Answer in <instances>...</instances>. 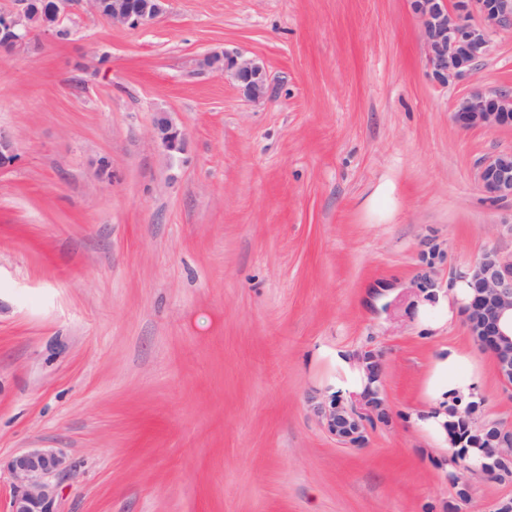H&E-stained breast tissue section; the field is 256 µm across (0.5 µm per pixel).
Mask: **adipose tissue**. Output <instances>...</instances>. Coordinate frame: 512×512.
Instances as JSON below:
<instances>
[{
  "label": "adipose tissue",
  "instance_id": "1",
  "mask_svg": "<svg viewBox=\"0 0 512 512\" xmlns=\"http://www.w3.org/2000/svg\"><path fill=\"white\" fill-rule=\"evenodd\" d=\"M483 388V375L477 368L467 363L466 354L451 347L439 357L431 380L430 395L433 400L430 409L413 413L414 426L427 432L440 446H447L444 429L446 412L455 399L478 400Z\"/></svg>",
  "mask_w": 512,
  "mask_h": 512
}]
</instances>
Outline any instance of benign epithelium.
<instances>
[{"mask_svg": "<svg viewBox=\"0 0 512 512\" xmlns=\"http://www.w3.org/2000/svg\"><path fill=\"white\" fill-rule=\"evenodd\" d=\"M19 11H0V53L25 45L35 34L57 36L67 17L70 0H21ZM93 10L114 26L145 25L166 10L168 0H89ZM420 23L421 38L433 80L440 86L473 73L490 49L491 32L512 27V0H410ZM201 66L224 72L245 98L263 102L273 95L269 74L262 61L241 53H212ZM453 120L461 128H512V91L486 93L473 89L455 103ZM154 138L163 152L174 157L184 153L186 134L169 113L157 112ZM16 154L11 140L0 133V169L12 166ZM482 190L495 200L512 199V151L500 153L480 170ZM446 255L430 239L419 254L414 282L424 293L439 287ZM467 279L473 298L462 306L464 324L473 342L492 359L496 377L512 391V256L488 249L464 269H454L448 285ZM352 358L366 384L348 398L333 396L314 406L329 434L344 444L363 448L371 427H390L393 412L382 392L386 361L383 350L365 347ZM469 418L489 434L491 463L478 476L512 485V426L486 417L484 402L469 406ZM5 469L12 478L8 512H57L58 478L70 473L65 454L57 448H29L10 457Z\"/></svg>", "mask_w": 512, "mask_h": 512, "instance_id": "1", "label": "benign epithelium"}]
</instances>
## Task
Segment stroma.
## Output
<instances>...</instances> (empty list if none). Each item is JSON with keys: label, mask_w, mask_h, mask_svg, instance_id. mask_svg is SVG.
<instances>
[{"label": "stroma", "mask_w": 512, "mask_h": 512, "mask_svg": "<svg viewBox=\"0 0 512 512\" xmlns=\"http://www.w3.org/2000/svg\"><path fill=\"white\" fill-rule=\"evenodd\" d=\"M66 25L0 56V459L61 449L59 512H440L445 453L410 421L432 364L464 348L511 426L512 391L412 288L427 238L449 270L512 255L479 183L512 130L452 120L512 91V29L442 87L408 0H169L135 27L75 0ZM224 51L265 61L270 100L199 66ZM364 346L395 423L348 448L309 400ZM153 133L166 155L174 157L184 153L187 143L186 134L168 112H155Z\"/></svg>", "instance_id": "35a3bbf8"}]
</instances>
